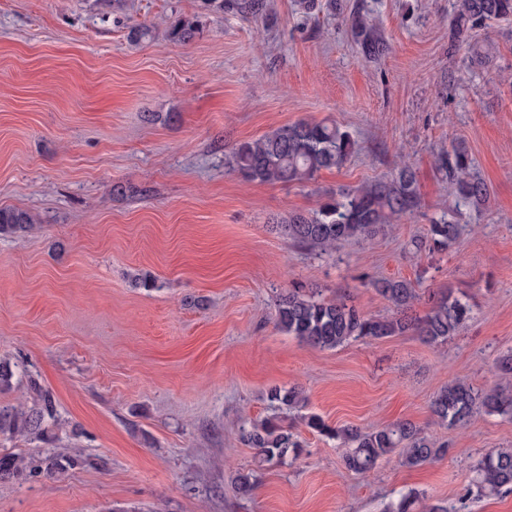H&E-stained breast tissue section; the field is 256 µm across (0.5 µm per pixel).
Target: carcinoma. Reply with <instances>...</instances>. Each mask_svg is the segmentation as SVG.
I'll return each mask as SVG.
<instances>
[{"label":"carcinoma","mask_w":512,"mask_h":512,"mask_svg":"<svg viewBox=\"0 0 512 512\" xmlns=\"http://www.w3.org/2000/svg\"><path fill=\"white\" fill-rule=\"evenodd\" d=\"M230 6L239 12L257 16L264 10L263 0H234ZM512 21V0H455L449 21L451 45H467L471 67H486L492 61L490 49L477 39V32L493 22ZM363 54L372 59L385 51V45L373 35L371 19L356 21ZM199 33L198 21L181 17L170 25L168 36L181 43L191 42ZM355 146L350 131L334 120L302 119L280 127L258 139L232 148L230 163L244 180L260 183H305L322 170L342 167L352 156ZM436 169L455 185L459 202L465 207L480 209L489 200L487 184L473 172L464 148L442 151L435 161ZM420 207L417 175L409 164L398 166L390 176L357 188H343L336 197L322 202L310 214L295 213L278 229L299 244L333 250L351 239L376 236L402 217ZM35 223L34 216L21 208H0V236L24 233ZM463 225L455 216H443L429 225L426 237L413 242L416 252L442 251L462 234ZM374 288L392 306L389 317L367 316L348 304L344 297L326 300L318 290L294 285L279 295L275 303L277 326L285 333L319 349H335L351 340H380L390 336L414 333L428 342L445 341L457 333L470 314L468 304L446 290L431 296L429 312L420 317L413 314L419 300L412 282L399 278H383ZM496 369L504 383L489 390L455 383L443 387L434 397L432 412L447 428L465 425L478 413L512 416V350L501 355ZM30 388L39 393V402L32 406H0V437L14 439L33 437L48 441L44 423L56 415L52 395L41 391L37 381L29 379ZM269 400L284 406L297 405L301 393L295 389L273 388ZM307 427L348 444L343 461L355 473H366L391 454L400 463L416 468L444 457L445 445L424 434L416 425L399 421L371 431L345 427H329L312 415ZM242 442L257 451L262 463H282L288 453H296L301 444L284 425L266 419L241 430ZM87 464L80 454L58 457L0 456V479H13L38 474L64 472ZM473 485L477 491H512V448L486 452L474 466ZM390 512H453L442 501L431 502L410 492L392 506Z\"/></svg>","instance_id":"obj_1"}]
</instances>
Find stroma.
Returning a JSON list of instances; mask_svg holds the SVG:
<instances>
[{
	"mask_svg": "<svg viewBox=\"0 0 512 512\" xmlns=\"http://www.w3.org/2000/svg\"><path fill=\"white\" fill-rule=\"evenodd\" d=\"M0 0V207L28 210L26 233L0 238V360L12 386L0 405L54 398L56 440H0V455L82 451L93 466L0 481V512H386L415 490L457 512H512V492L468 494L487 451L512 448V418L479 413L463 427L430 410L452 382L494 386L512 350V23L481 31L493 53L469 69L448 41L453 0H336L301 13L265 0L266 20L199 0ZM369 10L386 45L366 58L351 32ZM199 15L187 45L167 37ZM144 21L152 40L129 41ZM301 119H334L356 141L341 168L302 184L242 180L235 144ZM462 145L487 184L485 209L447 250L415 253L455 191L435 169ZM417 171L421 206L371 240L335 251L275 231L342 188ZM151 275L156 288L138 280ZM404 278L425 315L432 293L467 299L471 317L442 343L405 334L318 349L278 329L274 303L298 283L350 295L388 317L373 288ZM303 407L277 408L273 387ZM409 421L448 447L408 468L397 457L348 470L339 440L311 431ZM290 425L302 445L259 463L242 425ZM254 473L251 496L235 490Z\"/></svg>",
	"mask_w": 512,
	"mask_h": 512,
	"instance_id": "35a3bbf8",
	"label": "stroma"
}]
</instances>
